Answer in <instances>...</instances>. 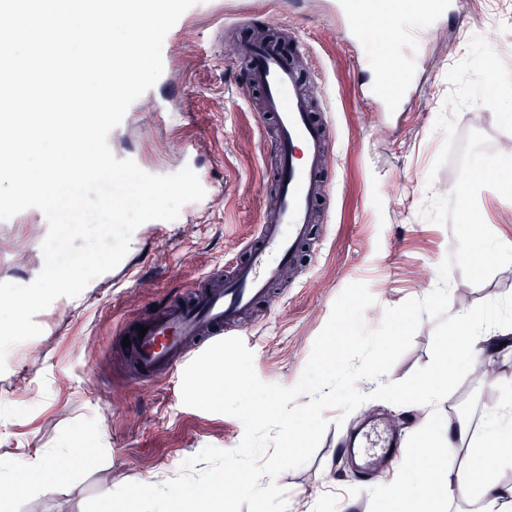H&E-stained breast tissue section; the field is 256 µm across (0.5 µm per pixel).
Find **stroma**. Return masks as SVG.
<instances>
[{
  "instance_id": "stroma-1",
  "label": "stroma",
  "mask_w": 512,
  "mask_h": 512,
  "mask_svg": "<svg viewBox=\"0 0 512 512\" xmlns=\"http://www.w3.org/2000/svg\"><path fill=\"white\" fill-rule=\"evenodd\" d=\"M465 22L443 19L427 45L428 71L420 98L402 100L400 124L382 126L370 96L372 72L362 67L368 43L340 37L342 17L328 0H212L210 12L190 17L171 45L173 66L165 82L139 98L138 109L114 129V156H138L140 167L159 174L179 171L191 150L200 173L210 177L217 200L210 207L183 206L180 223L151 220L132 234L124 259L96 277L94 290L64 299L35 315L42 332L34 342L38 362L18 348L0 374V452L23 459L71 445L83 429L101 427L99 439L65 461V477L52 494L24 489L12 512H84L93 497L130 482L171 479L205 446L236 448L244 435L238 418L186 406L181 374L148 384L128 381L115 356L119 333L152 310L156 300L187 295L206 273L224 270L253 235L273 188L271 118L259 117L243 99L242 69L230 44L279 23L307 47L308 78L324 85L323 108L331 126L324 181L334 187L322 201L298 271L274 306L258 303L244 343L258 377L294 386L313 343L341 292L355 282L375 302L367 327L380 325L387 308L421 299L438 284V266L457 242L451 225L423 219L429 196L449 195L456 159L467 131L486 135L493 149L512 150V125L503 114L512 101L485 99V64L494 60L500 80L512 84V0H467ZM232 25L225 50L205 47L217 23ZM478 206L490 230L512 245V200L493 189L479 191ZM48 232L40 211L0 222V282L26 285L44 265ZM449 310L512 315V266L482 285L453 269ZM436 322L423 317L411 347L387 378L401 381L429 364ZM512 376V344L460 368L435 412L387 401H366L349 415L325 411L327 429L313 457L281 473L277 484L289 499L309 501L319 512H387L386 482L409 465L432 423L462 417L474 434L494 420L503 376ZM396 432L395 462L363 471L341 448L366 420Z\"/></svg>"
}]
</instances>
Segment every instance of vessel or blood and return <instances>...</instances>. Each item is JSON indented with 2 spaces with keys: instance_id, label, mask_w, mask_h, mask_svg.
I'll return each instance as SVG.
<instances>
[{
  "instance_id": "vessel-or-blood-1",
  "label": "vessel or blood",
  "mask_w": 512,
  "mask_h": 512,
  "mask_svg": "<svg viewBox=\"0 0 512 512\" xmlns=\"http://www.w3.org/2000/svg\"><path fill=\"white\" fill-rule=\"evenodd\" d=\"M462 0H432L427 26L415 38L429 43L444 10L459 8ZM237 56L248 70L247 88L260 89L262 109L275 122L276 191L267 202L255 235L243 248V257L233 262L229 275L210 274L184 298L164 303L158 311L129 325L123 333L131 344L122 350L130 380L143 384L169 376L185 363L191 352L208 341L244 332L243 320L255 303L270 294L273 283L300 261L299 248L308 239L318 216L317 202L329 187L321 170L330 126L311 110L307 91L292 61L277 40L259 36L238 43ZM390 52L373 63L375 81L382 95L380 112H388L393 100V72L410 77L420 65L411 58L394 68ZM395 436L377 425L363 427L349 442L348 451L361 455L364 467L393 461Z\"/></svg>"
}]
</instances>
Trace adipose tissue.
I'll return each instance as SVG.
<instances>
[{
	"instance_id": "adipose-tissue-1",
	"label": "adipose tissue",
	"mask_w": 512,
	"mask_h": 512,
	"mask_svg": "<svg viewBox=\"0 0 512 512\" xmlns=\"http://www.w3.org/2000/svg\"><path fill=\"white\" fill-rule=\"evenodd\" d=\"M512 336V319L456 313L448 317V349L443 354L442 368L431 375L420 389L421 398L442 399L447 384L457 367L481 358L488 345H500ZM512 434V396L503 398L495 420L474 437L468 421L429 428L419 460L464 454V476L441 473L435 486L393 476L390 489L391 512H449L459 500L475 505L474 512H512V482L502 480L512 470V448L504 444ZM61 475L53 456L42 454L19 464L0 467V512H7L16 484L35 487L41 493H52Z\"/></svg>"
}]
</instances>
